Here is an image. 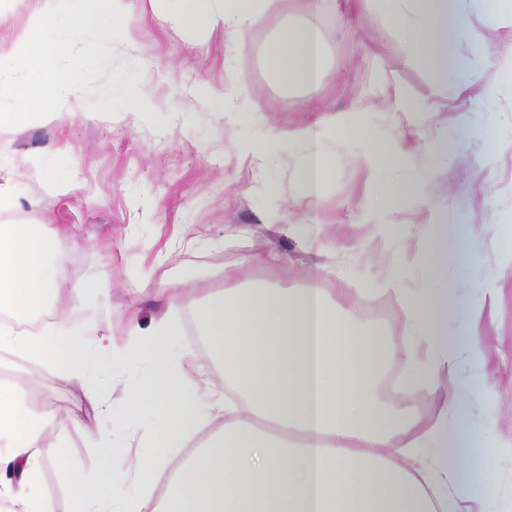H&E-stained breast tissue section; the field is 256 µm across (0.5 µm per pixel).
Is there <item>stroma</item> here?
Instances as JSON below:
<instances>
[{
	"instance_id": "obj_1",
	"label": "stroma",
	"mask_w": 512,
	"mask_h": 512,
	"mask_svg": "<svg viewBox=\"0 0 512 512\" xmlns=\"http://www.w3.org/2000/svg\"><path fill=\"white\" fill-rule=\"evenodd\" d=\"M34 0L0 5V61L7 60L18 32L25 29ZM399 15L380 0H364L346 14L341 0H273L266 19L243 32L191 34L153 13L148 0H131L128 23L134 41L116 39L112 57L94 82L95 93L71 99L64 119L21 124L0 144V225L49 222L72 233L61 241L60 300L54 311L74 321L85 312L71 305L74 284L106 279L112 285L109 309L115 336L130 322L148 326L166 306L183 323L182 371L198 377L209 363L193 313L201 285L220 288L224 268L237 269L245 284L302 288L313 282L335 299L342 317L359 327L382 326L388 337L401 332L403 310L384 286L406 266L399 286L422 285V249L431 220L445 223L443 236L454 271L448 276L463 305L484 301L486 285L498 289L494 312L480 329L489 357L485 385L468 400L489 458V474L501 488L493 512H512V264L502 243L512 231V84L500 71L512 61V26L472 20L485 54L472 51L467 36L455 37L450 54L467 59L478 83L460 97L454 77L423 60L411 59L397 29ZM318 27L329 64L317 90L286 86L272 72L267 53L279 26ZM108 90L114 112H102L99 90ZM155 106L151 120L128 112L135 99ZM468 111L470 128L456 116ZM324 115L339 116L336 128H321L332 176L312 198L299 194L297 181L308 145L293 141L264 158L240 154L243 141L260 142L270 130L306 127ZM497 128L490 140L485 129ZM373 130L383 142L412 147L409 170L428 168L432 178L421 199L403 198L365 209L376 182L357 157L349 136ZM448 142V155H433L435 141ZM69 171L76 188L59 193L40 174ZM278 212L279 222L268 216ZM283 224H305L308 247L280 232ZM386 225L379 233L378 225ZM252 234L278 261L251 265L249 246L237 240ZM147 289L135 291L138 282ZM348 292L338 295V284ZM137 375L135 367L114 371L113 382L91 381L80 388L60 380L54 364L0 351V385L23 392L56 422L45 428V447L55 449L75 479L105 483L95 444L107 436L122 455H149L153 434L138 422L117 429L97 416L85 399L92 390L118 400ZM395 366H387L377 396L387 405L423 415L436 414L444 391L395 389Z\"/></svg>"
}]
</instances>
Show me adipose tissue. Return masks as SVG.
Returning <instances> with one entry per match:
<instances>
[{"instance_id":"ef3b65f1","label":"adipose tissue","mask_w":512,"mask_h":512,"mask_svg":"<svg viewBox=\"0 0 512 512\" xmlns=\"http://www.w3.org/2000/svg\"><path fill=\"white\" fill-rule=\"evenodd\" d=\"M174 25L240 32L262 21L270 0H150ZM386 10L409 6L401 38L409 53L431 59L452 73L461 95L475 78L467 61L450 57L448 36L468 34L470 22H512V0H382ZM273 72L286 83L316 89L326 57L315 27L282 28L268 51ZM311 127L282 128L267 143H250L256 156L283 141L313 143L299 179L302 194L318 195L331 169ZM359 157L378 179L405 166L406 154L359 129ZM58 236L41 224L0 225V312L29 316L58 291ZM234 269L224 271L227 289L207 288L196 313L209 351L224 373L223 389L191 385L177 351L183 327L167 309L148 327L129 325L116 343L107 323L109 286L98 282L72 291L83 308L82 324L54 316L35 331L0 324V350H22L56 364L64 379H108L119 364L145 372L124 392V411L96 401L98 415L125 427L147 410L162 426L158 451L141 461L136 490L120 481L125 461L103 453L112 482V512H485L500 489L480 464V433L470 422L464 394L481 383L487 364L476 339L486 305L458 309L444 288L402 296L405 322L399 340L377 328L359 330L338 314L324 290L309 286L269 292L237 288ZM476 374L459 376L461 359ZM403 367L410 386L445 389L446 403L432 417L387 409L374 387L385 364ZM463 423L448 430L449 415ZM222 429L208 434L169 479L164 494L150 491L172 449L187 447L216 418ZM48 424L23 396L0 388V500L11 512H54L35 487L42 468L63 480L71 473L59 454L45 448Z\"/></svg>"}]
</instances>
